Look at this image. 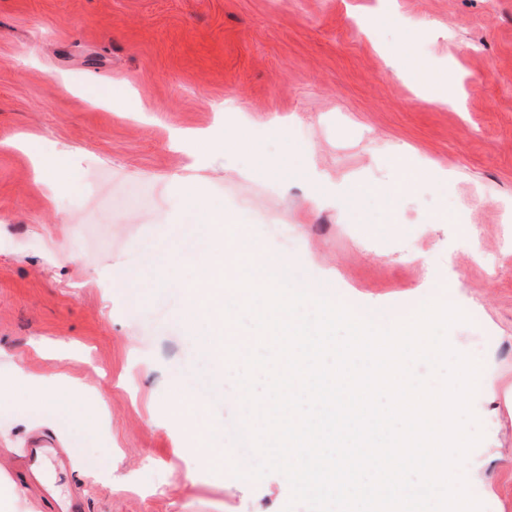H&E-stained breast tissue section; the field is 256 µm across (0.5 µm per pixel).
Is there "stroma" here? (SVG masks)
Wrapping results in <instances>:
<instances>
[{
  "label": "stroma",
  "instance_id": "1",
  "mask_svg": "<svg viewBox=\"0 0 512 512\" xmlns=\"http://www.w3.org/2000/svg\"><path fill=\"white\" fill-rule=\"evenodd\" d=\"M399 59L390 68L387 56ZM456 86L462 107L426 102L420 71ZM123 84L149 104L137 118L91 103L87 85ZM247 131L251 148L193 172L240 220L267 265L288 225L297 278L355 306L405 311L446 281L470 320L451 346L496 377L473 409L483 438L471 493L512 512V0H0V475L23 485L29 441L53 440L72 467L50 470L82 512H283L287 479L229 471L185 477L179 427L165 417L176 382L209 384L212 366L159 287L171 249L198 230L163 219L164 180L186 156L176 128ZM37 139L72 174L48 199L9 139ZM440 177L389 199L398 159ZM346 210L311 208L329 184ZM446 208L449 223L431 217ZM157 248L138 268L133 245ZM134 271L139 287L102 286ZM67 373L102 392L109 416L58 415L22 401L23 379Z\"/></svg>",
  "mask_w": 512,
  "mask_h": 512
}]
</instances>
